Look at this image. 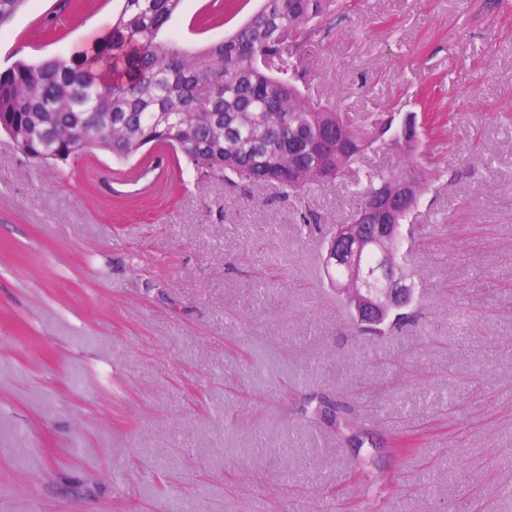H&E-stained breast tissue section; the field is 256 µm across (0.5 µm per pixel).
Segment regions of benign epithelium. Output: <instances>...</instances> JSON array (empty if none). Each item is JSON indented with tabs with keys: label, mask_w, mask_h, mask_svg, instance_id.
<instances>
[{
	"label": "benign epithelium",
	"mask_w": 512,
	"mask_h": 512,
	"mask_svg": "<svg viewBox=\"0 0 512 512\" xmlns=\"http://www.w3.org/2000/svg\"><path fill=\"white\" fill-rule=\"evenodd\" d=\"M393 205L382 202L368 212V220L378 224H342L332 235L325 252L327 267H342L354 287L340 288L338 292L348 296L350 308L356 320L363 326L384 320L394 309H403L413 297V289L407 278L392 272L390 247L393 224H382ZM369 248L375 249L378 264L367 269L360 264V256Z\"/></svg>",
	"instance_id": "obj_1"
}]
</instances>
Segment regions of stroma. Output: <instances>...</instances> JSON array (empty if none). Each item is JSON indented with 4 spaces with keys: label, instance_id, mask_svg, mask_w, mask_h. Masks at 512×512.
I'll use <instances>...</instances> for the list:
<instances>
[{
    "label": "stroma",
    "instance_id": "1",
    "mask_svg": "<svg viewBox=\"0 0 512 512\" xmlns=\"http://www.w3.org/2000/svg\"><path fill=\"white\" fill-rule=\"evenodd\" d=\"M54 2L0 32V70L71 56L120 9L68 0L46 39ZM346 3L288 63L314 105L414 117L438 172L404 236L418 320L360 332L301 219L349 221L395 151L286 198L154 149L164 179L118 208L125 162L36 165L0 133V512H512V0ZM261 5L182 0L168 30L218 40ZM311 392L410 453L303 424Z\"/></svg>",
    "mask_w": 512,
    "mask_h": 512
}]
</instances>
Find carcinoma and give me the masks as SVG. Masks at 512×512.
Wrapping results in <instances>:
<instances>
[{
    "label": "carcinoma",
    "instance_id": "1",
    "mask_svg": "<svg viewBox=\"0 0 512 512\" xmlns=\"http://www.w3.org/2000/svg\"><path fill=\"white\" fill-rule=\"evenodd\" d=\"M26 3L0 0V29ZM180 5L122 0L106 34L81 51L36 64L14 61L0 72V132L38 164L66 165L95 151L128 161L150 144L171 142L199 180L222 174L286 194L347 173L369 144L392 146L406 170L366 176L359 212L406 180L409 193L393 216L405 224L433 173L402 144L394 118L355 125L309 104L297 70L285 64L269 72L271 60L299 37L319 33V19L341 9L342 0H262L224 39L189 50L174 34L161 39ZM413 318L399 312L362 330L385 336ZM302 416L336 426L357 448L365 444L350 409L327 395L309 397Z\"/></svg>",
    "mask_w": 512,
    "mask_h": 512
}]
</instances>
